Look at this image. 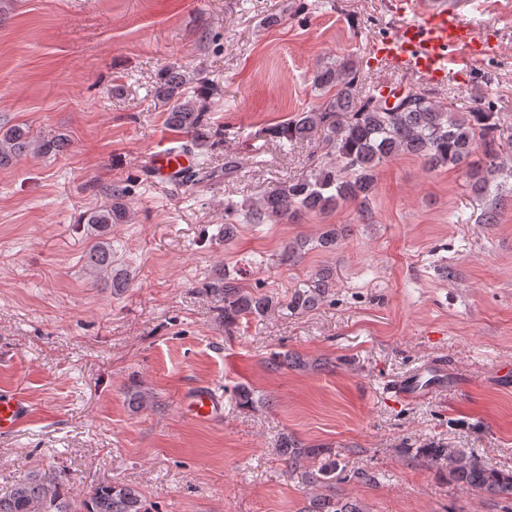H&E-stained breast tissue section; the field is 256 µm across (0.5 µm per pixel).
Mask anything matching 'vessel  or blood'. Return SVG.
<instances>
[{
	"mask_svg": "<svg viewBox=\"0 0 512 512\" xmlns=\"http://www.w3.org/2000/svg\"><path fill=\"white\" fill-rule=\"evenodd\" d=\"M399 10L404 23L391 35L376 42V60L395 64L400 70L415 72L432 81H442L456 69L470 68L488 45L479 42L470 25L463 23L456 9V0H400ZM186 156L159 152L150 159L153 177L170 180L185 167ZM444 373L430 368L401 382V396L417 397L440 385ZM222 406L215 390H205L192 401L196 417L208 419ZM27 397L17 392L0 393V434L14 432L31 415Z\"/></svg>",
	"mask_w": 512,
	"mask_h": 512,
	"instance_id": "b4317fda",
	"label": "vessel or blood"
}]
</instances>
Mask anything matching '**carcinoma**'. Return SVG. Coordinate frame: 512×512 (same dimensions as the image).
I'll return each mask as SVG.
<instances>
[{
    "instance_id": "1",
    "label": "carcinoma",
    "mask_w": 512,
    "mask_h": 512,
    "mask_svg": "<svg viewBox=\"0 0 512 512\" xmlns=\"http://www.w3.org/2000/svg\"><path fill=\"white\" fill-rule=\"evenodd\" d=\"M199 81L197 94L189 95L180 67L170 66L161 73L156 88L157 96L171 104L167 123L182 137L180 145L171 151L180 155L199 148L211 128L210 114L203 105V99L210 94V82L204 77ZM358 81V64L351 58L317 67L313 85L327 95L326 101L261 130L283 147L317 136L326 147L325 156L305 176L279 182L254 201L242 205L225 202L224 239L234 235V220L241 210L249 224L295 223L306 213L323 212L345 203L355 206L360 220L369 224V200L375 191L377 169L400 154L421 158L430 171L446 166L466 167L470 189L482 202L479 222L498 223L503 200L498 179L512 177V156L503 154L498 114L488 108L460 112L451 103L440 104L420 86L409 89L412 97L407 103L398 101L391 106L373 91L359 100L355 97ZM64 147V138L59 135L33 137L28 128L20 125L0 127V168L30 153L57 155ZM126 197L127 191L115 186L111 204L82 216L83 223L91 225L98 237L85 253L86 275L97 281H110L116 292L123 291L127 283L122 273L112 272V246L107 234L110 226L128 222ZM341 238L342 231L327 224L313 240L296 238L288 242L284 255L297 261L311 244L334 251ZM332 287L331 269H321L291 289L286 308L297 314L311 311L325 301ZM201 292L216 304L227 333L234 331L244 318L265 317L277 304L271 295L240 287L227 273L204 282ZM307 366V361L289 351L275 353L267 361V368L272 371ZM127 398L134 409L154 402L152 393L136 385L128 387ZM279 447L291 470L322 453V448L306 446L285 433L279 439ZM421 453L435 461L448 462L449 479L457 487L512 502V470L491 466L474 453L455 448H423ZM339 465L337 461L328 469L308 471L314 492L303 512H369L360 500L336 494V488L328 482L329 474ZM151 508L136 488L110 480L98 482L87 495L80 496L72 494L59 479L30 473L0 493V512H150Z\"/></svg>"
}]
</instances>
